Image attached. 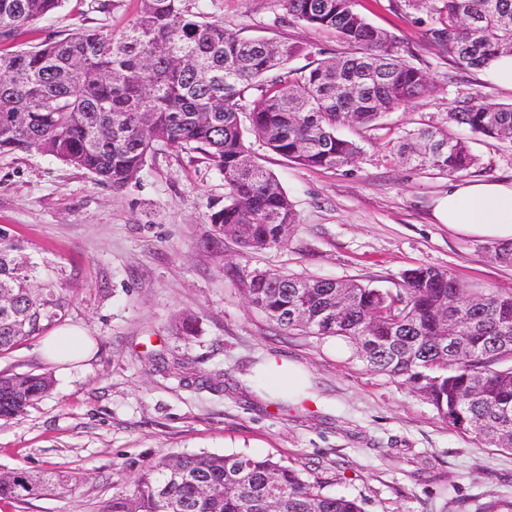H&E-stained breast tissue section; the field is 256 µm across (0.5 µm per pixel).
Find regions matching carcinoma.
I'll return each instance as SVG.
<instances>
[{
  "label": "carcinoma",
  "mask_w": 512,
  "mask_h": 512,
  "mask_svg": "<svg viewBox=\"0 0 512 512\" xmlns=\"http://www.w3.org/2000/svg\"><path fill=\"white\" fill-rule=\"evenodd\" d=\"M66 0H0V42L58 11ZM295 24L344 47L332 59L312 46L246 39L193 11L192 0H140L115 35L87 29L31 49L0 51V156L40 152L120 191L157 145L201 155L224 181V203L209 221L215 236L243 247L283 246L297 223L279 179L252 159L248 136L305 168L340 169L362 152L339 130L366 134L400 107L437 91L423 69L401 58L395 36L374 27L357 0H283ZM435 43L458 67L481 70L512 54V0H421ZM312 61L290 67L297 57ZM260 98L248 107L252 91ZM448 124L512 142V103L464 101ZM402 160L450 176L479 158L468 142L427 126L403 132ZM0 354L65 316L66 298L35 285L21 244L0 231ZM251 302L290 335L339 337L367 368L410 385L453 429L487 445L512 435V291H478L446 271L419 266L395 291L264 270L247 285ZM449 326L452 346L441 343ZM53 387L46 373H0V419L23 414ZM54 468L14 469L0 501L27 502L67 486ZM364 512L355 497L271 457L245 453L161 455L143 462L127 493L105 512ZM475 512H512L498 498Z\"/></svg>",
  "instance_id": "1"
}]
</instances>
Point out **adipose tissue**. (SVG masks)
Segmentation results:
<instances>
[{"label": "adipose tissue", "mask_w": 512, "mask_h": 512, "mask_svg": "<svg viewBox=\"0 0 512 512\" xmlns=\"http://www.w3.org/2000/svg\"><path fill=\"white\" fill-rule=\"evenodd\" d=\"M434 216L459 234L510 243L512 181L450 179L447 193L436 201ZM44 351L55 363L70 365L89 359L93 343L82 328L69 326L52 332ZM262 381L293 402L305 394V374L295 365L274 358L265 361Z\"/></svg>", "instance_id": "obj_1"}]
</instances>
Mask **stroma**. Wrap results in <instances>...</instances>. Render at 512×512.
I'll return each mask as SVG.
<instances>
[{"label":"stroma","mask_w":512,"mask_h":512,"mask_svg":"<svg viewBox=\"0 0 512 512\" xmlns=\"http://www.w3.org/2000/svg\"><path fill=\"white\" fill-rule=\"evenodd\" d=\"M198 7L244 38L310 44L328 58L340 50L292 24L282 0ZM138 9L139 0H67L4 48L84 28L116 34ZM359 9L439 90L390 113L341 170L303 168L253 142L297 214L287 246L246 251L230 236L212 244L209 213L224 182L165 146L120 192L47 155L0 157V228L20 241L38 284L68 289L62 325H81L97 344L91 360L66 372L42 356L38 337L0 357V371L54 380L20 417L0 420V470L51 466L73 477L56 494L0 502V512H103L158 454L270 456L363 498L365 512H472L512 498V453L448 426L411 387L369 370L347 341L281 334L244 291L246 275L266 269L392 290L420 265L473 288L512 290V265L492 259L486 241L434 221L448 174L402 162L389 147L402 131L445 126L471 140L480 159L469 178L512 180V144L475 142L447 124L456 101L511 103L512 89L453 67L431 38L426 9L406 0H359ZM186 316L195 322L190 336L178 329ZM269 357L302 368L311 400L292 404L256 382Z\"/></svg>","instance_id":"stroma-1"}]
</instances>
